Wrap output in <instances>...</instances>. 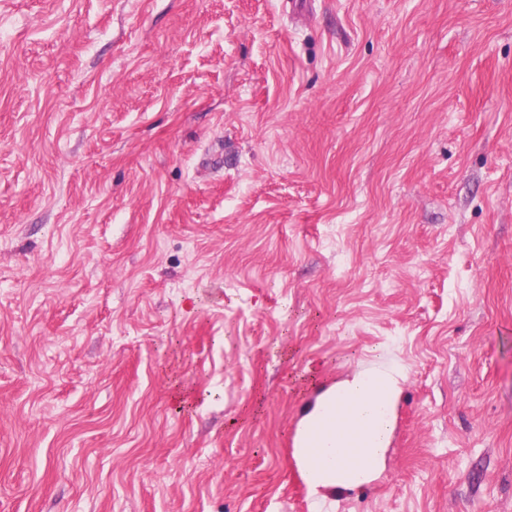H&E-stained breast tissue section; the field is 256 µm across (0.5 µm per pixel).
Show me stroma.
<instances>
[{
  "label": "stroma",
  "mask_w": 512,
  "mask_h": 512,
  "mask_svg": "<svg viewBox=\"0 0 512 512\" xmlns=\"http://www.w3.org/2000/svg\"><path fill=\"white\" fill-rule=\"evenodd\" d=\"M0 512H512V0H0ZM400 374L393 368L354 373L323 389L309 405L302 427L324 416L331 402L346 398L349 413L342 428L348 438L322 440L326 472L307 476L312 491L322 487H353L368 483L384 460L396 426Z\"/></svg>",
  "instance_id": "obj_1"
}]
</instances>
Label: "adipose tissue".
Masks as SVG:
<instances>
[{"label":"adipose tissue","instance_id":"ef3b65f1","mask_svg":"<svg viewBox=\"0 0 512 512\" xmlns=\"http://www.w3.org/2000/svg\"><path fill=\"white\" fill-rule=\"evenodd\" d=\"M399 377L393 368L363 370L316 396L303 417L304 423L324 416L331 402L342 397L349 406L343 423L348 437L325 441V468L308 476L310 489L360 486L371 480L386 455L396 426Z\"/></svg>","mask_w":512,"mask_h":512}]
</instances>
